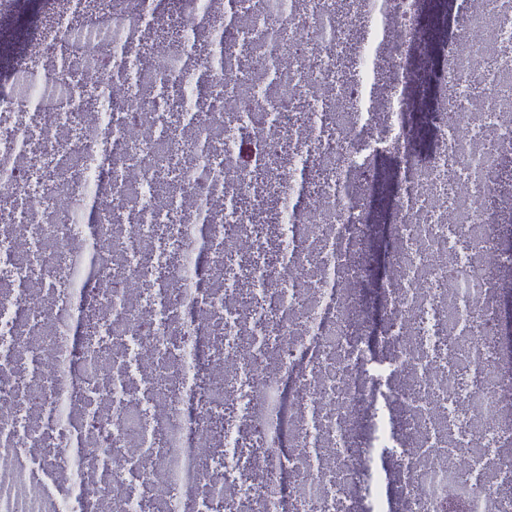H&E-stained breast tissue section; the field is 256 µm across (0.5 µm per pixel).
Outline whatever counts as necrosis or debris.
Returning a JSON list of instances; mask_svg holds the SVG:
<instances>
[{
  "label": "necrosis or debris",
  "instance_id": "obj_1",
  "mask_svg": "<svg viewBox=\"0 0 512 512\" xmlns=\"http://www.w3.org/2000/svg\"><path fill=\"white\" fill-rule=\"evenodd\" d=\"M201 19L186 0H109L56 18L55 65L39 105L59 138L26 119L10 69L0 81V512H512V343L496 271L512 267L499 203L512 163V0H456L470 40L441 45L428 158L401 151L406 190L391 225L395 298L383 338L349 305L375 226L372 173L407 139V97L365 111L357 60L413 69L420 0H255L244 23ZM175 14L209 26L236 109L189 108L192 80L155 57L121 70L144 27ZM246 41L250 67L235 46ZM112 70L107 110L85 119L68 71ZM307 136H298L299 128ZM319 175L288 184L285 161ZM469 187L463 197L453 184ZM288 207L274 245L262 225L210 214ZM107 205L86 211L91 196ZM130 224L115 223L116 210ZM89 239L95 278L75 243ZM80 282L81 301L57 298ZM290 388L293 451H279L270 397ZM75 456H65V449ZM402 466L379 485L376 456ZM196 488L184 489L187 479Z\"/></svg>",
  "mask_w": 512,
  "mask_h": 512
}]
</instances>
